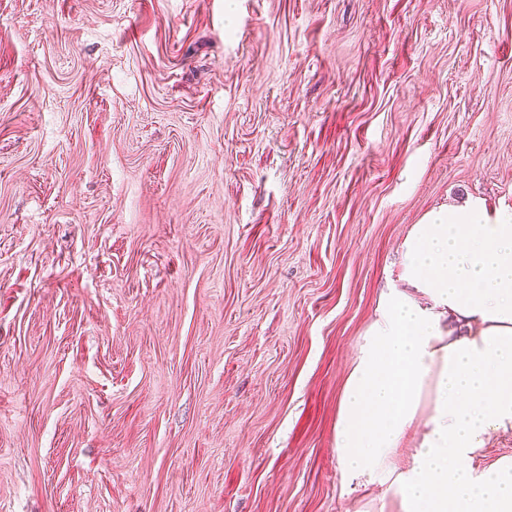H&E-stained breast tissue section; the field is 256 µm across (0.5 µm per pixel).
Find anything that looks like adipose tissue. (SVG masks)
I'll use <instances>...</instances> for the list:
<instances>
[{"mask_svg":"<svg viewBox=\"0 0 512 512\" xmlns=\"http://www.w3.org/2000/svg\"><path fill=\"white\" fill-rule=\"evenodd\" d=\"M510 431L512 209L471 197L402 242L341 395V479L389 484L400 512H512V457L473 464L491 433Z\"/></svg>","mask_w":512,"mask_h":512,"instance_id":"adipose-tissue-1","label":"adipose tissue"}]
</instances>
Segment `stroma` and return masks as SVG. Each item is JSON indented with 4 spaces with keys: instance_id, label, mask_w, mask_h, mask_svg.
<instances>
[{
    "instance_id": "1",
    "label": "stroma",
    "mask_w": 512,
    "mask_h": 512,
    "mask_svg": "<svg viewBox=\"0 0 512 512\" xmlns=\"http://www.w3.org/2000/svg\"><path fill=\"white\" fill-rule=\"evenodd\" d=\"M469 196L512 0H0V512H396L339 402Z\"/></svg>"
}]
</instances>
